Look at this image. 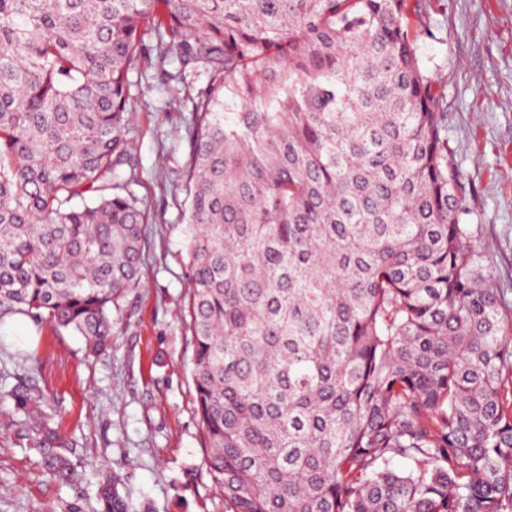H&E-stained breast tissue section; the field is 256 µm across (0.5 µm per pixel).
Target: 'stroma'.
Listing matches in <instances>:
<instances>
[{"instance_id":"stroma-1","label":"stroma","mask_w":512,"mask_h":512,"mask_svg":"<svg viewBox=\"0 0 512 512\" xmlns=\"http://www.w3.org/2000/svg\"><path fill=\"white\" fill-rule=\"evenodd\" d=\"M429 3L418 52L444 94L448 161L467 188L463 220L495 286L512 289V0ZM142 40L147 56L129 74L127 100L137 163L131 189L150 214L142 286L113 312L112 346L95 356L73 332L0 320V512H95L107 465L137 512L227 510L201 452L182 232L187 131L210 74L199 65L183 84H163L149 61L153 33ZM29 375L77 442L71 484L43 469L3 396Z\"/></svg>"}]
</instances>
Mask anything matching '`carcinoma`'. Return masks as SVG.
<instances>
[{
	"instance_id": "carcinoma-1",
	"label": "carcinoma",
	"mask_w": 512,
	"mask_h": 512,
	"mask_svg": "<svg viewBox=\"0 0 512 512\" xmlns=\"http://www.w3.org/2000/svg\"><path fill=\"white\" fill-rule=\"evenodd\" d=\"M426 18L424 0H0V315L92 354L141 287L142 31L163 82L211 72L183 234L201 445L232 512H512V311L462 222ZM4 396L71 483L55 405L30 379ZM119 485L102 472L97 512H131Z\"/></svg>"
}]
</instances>
